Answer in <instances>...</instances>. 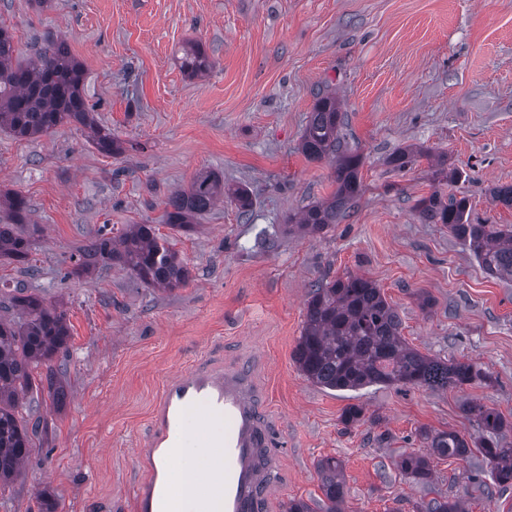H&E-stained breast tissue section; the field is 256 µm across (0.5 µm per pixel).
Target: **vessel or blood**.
I'll use <instances>...</instances> for the list:
<instances>
[{
  "label": "vessel or blood",
  "mask_w": 512,
  "mask_h": 512,
  "mask_svg": "<svg viewBox=\"0 0 512 512\" xmlns=\"http://www.w3.org/2000/svg\"><path fill=\"white\" fill-rule=\"evenodd\" d=\"M260 401L245 364L196 367L168 380L151 417L145 450L149 476L135 493L136 512H171L175 494L165 468L203 431L219 455L202 471L218 477L221 490L216 497H202L198 512H269L278 455Z\"/></svg>",
  "instance_id": "obj_1"
}]
</instances>
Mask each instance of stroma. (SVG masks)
Here are the masks:
<instances>
[{"label": "stroma", "instance_id": "obj_1", "mask_svg": "<svg viewBox=\"0 0 512 512\" xmlns=\"http://www.w3.org/2000/svg\"><path fill=\"white\" fill-rule=\"evenodd\" d=\"M19 60L65 38L84 70L98 121L123 143L98 152L83 130L36 139L0 128V190L18 191L37 224L40 269L0 260V316L15 286L63 302L68 352L56 355L67 397L27 412L37 433L20 476L0 488V512H133L145 471L136 455L155 401L175 372L245 362L269 395L282 476L271 512L290 499L320 512V459L342 461L346 512H415L439 496L469 512H512L480 454L436 458L435 480L405 479L395 462L420 451V429L478 437L462 406L512 420V281L489 277L416 204L434 189L429 157L462 171L445 194L467 197L486 224H512L489 190L512 185V0H0ZM202 43L214 65L191 79L178 59ZM336 94L362 157V192L323 235L288 232V217L336 189L334 167L300 142L317 96ZM408 145L428 158L396 170ZM203 170L246 186L250 218L217 204L184 232L162 222L164 200ZM151 224L192 278L162 292L115 266L77 278L72 256L102 228ZM352 272L395 305L406 342L441 360H470L488 381L457 388L374 386L330 391L306 380L292 352L312 285ZM431 306L422 309L420 297ZM363 408L347 426L345 407Z\"/></svg>", "mask_w": 512, "mask_h": 512}]
</instances>
